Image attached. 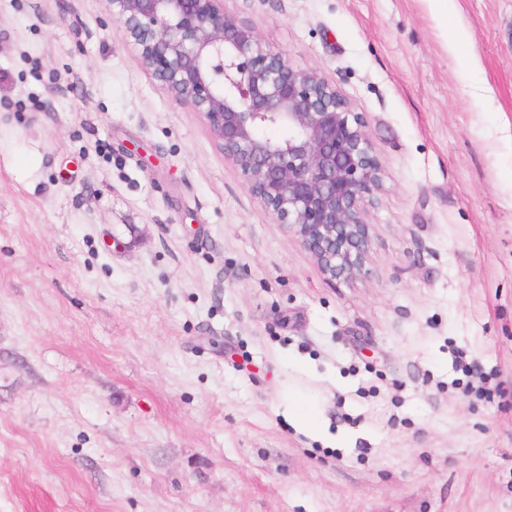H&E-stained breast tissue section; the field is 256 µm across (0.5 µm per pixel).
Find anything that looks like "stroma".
<instances>
[{"instance_id":"1","label":"stroma","mask_w":512,"mask_h":512,"mask_svg":"<svg viewBox=\"0 0 512 512\" xmlns=\"http://www.w3.org/2000/svg\"><path fill=\"white\" fill-rule=\"evenodd\" d=\"M224 7L365 116L367 272L107 0H0V512H512V0Z\"/></svg>"}]
</instances>
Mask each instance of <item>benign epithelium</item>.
I'll list each match as a JSON object with an SVG mask.
<instances>
[{"mask_svg": "<svg viewBox=\"0 0 512 512\" xmlns=\"http://www.w3.org/2000/svg\"><path fill=\"white\" fill-rule=\"evenodd\" d=\"M143 66L199 113L250 194L331 281L365 266L364 216L382 189L363 114L293 67L224 0H109Z\"/></svg>", "mask_w": 512, "mask_h": 512, "instance_id": "7a95c632", "label": "benign epithelium"}]
</instances>
